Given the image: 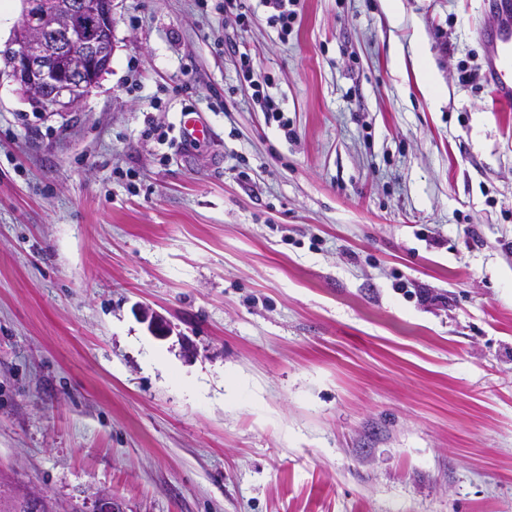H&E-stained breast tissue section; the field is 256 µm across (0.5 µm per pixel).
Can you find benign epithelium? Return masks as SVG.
Listing matches in <instances>:
<instances>
[{"label":"benign epithelium","mask_w":512,"mask_h":512,"mask_svg":"<svg viewBox=\"0 0 512 512\" xmlns=\"http://www.w3.org/2000/svg\"><path fill=\"white\" fill-rule=\"evenodd\" d=\"M112 29V0H24L20 24L0 51V61L34 104L69 112L109 69ZM139 311L152 335L171 334L155 311L144 306ZM91 512L124 510L98 493Z\"/></svg>","instance_id":"obj_1"}]
</instances>
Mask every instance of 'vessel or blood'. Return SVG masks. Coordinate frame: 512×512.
<instances>
[{
  "label": "vessel or blood",
  "instance_id": "b4317fda",
  "mask_svg": "<svg viewBox=\"0 0 512 512\" xmlns=\"http://www.w3.org/2000/svg\"><path fill=\"white\" fill-rule=\"evenodd\" d=\"M496 15L491 28L482 30L485 48L484 78L497 104L512 103V0H491Z\"/></svg>",
  "mask_w": 512,
  "mask_h": 512
}]
</instances>
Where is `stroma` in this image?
Masks as SVG:
<instances>
[{
  "label": "stroma",
  "instance_id": "1",
  "mask_svg": "<svg viewBox=\"0 0 512 512\" xmlns=\"http://www.w3.org/2000/svg\"><path fill=\"white\" fill-rule=\"evenodd\" d=\"M112 5L73 111L0 73V472L68 512H512L488 0ZM265 6L278 12L274 15L280 23L281 29L288 30L297 17V11L293 8L298 5L299 0H263Z\"/></svg>",
  "mask_w": 512,
  "mask_h": 512
}]
</instances>
